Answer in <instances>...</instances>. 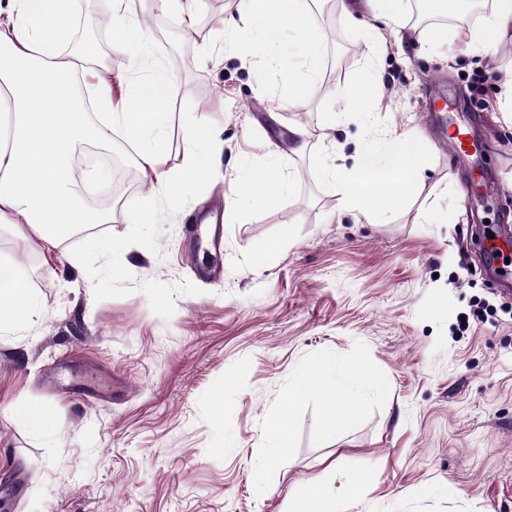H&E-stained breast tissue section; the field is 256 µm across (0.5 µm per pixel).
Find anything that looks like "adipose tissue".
<instances>
[{
  "label": "adipose tissue",
  "mask_w": 512,
  "mask_h": 512,
  "mask_svg": "<svg viewBox=\"0 0 512 512\" xmlns=\"http://www.w3.org/2000/svg\"><path fill=\"white\" fill-rule=\"evenodd\" d=\"M131 12L125 0H113L106 25L112 48L127 54L135 66L150 59L151 43L141 18L151 9L174 11L193 19L198 0H140ZM374 24L368 25L366 45L373 56L389 47H402L403 35L386 37L379 20H395L402 0H374ZM246 25L224 23V42L242 48L278 67L289 87L312 88L320 58V38L312 31L307 0H241ZM73 0H9L0 14V231L19 242L37 238L45 261L62 260V242L86 224H108L111 209L91 206L77 190L70 160L82 143L106 142L112 131L126 137L152 191L132 210L130 223H146L156 202L173 200L184 176L207 180L222 165L223 131L198 119L182 116L188 148L179 169L167 166L166 110L169 80L165 69L145 81L131 80L121 105L112 100V72L92 67L84 55L62 56L71 36ZM512 43V0L494 6L474 30L469 48L481 55ZM94 89L100 119L85 112L81 86ZM331 189L343 196V211L356 218L380 219L401 212L423 179V164L412 141L390 137L384 151L365 148L352 167L324 168ZM290 184L277 169L243 173L235 184L239 200L248 206L281 197ZM37 304L26 272L9 261L0 262V332L22 328ZM330 363L319 357L300 372L295 394L313 388L325 395L327 424L355 416L365 388L384 392L382 380L359 367H349L339 380L329 378Z\"/></svg>",
  "instance_id": "obj_1"
}]
</instances>
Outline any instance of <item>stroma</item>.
<instances>
[{
  "label": "stroma",
  "mask_w": 512,
  "mask_h": 512,
  "mask_svg": "<svg viewBox=\"0 0 512 512\" xmlns=\"http://www.w3.org/2000/svg\"><path fill=\"white\" fill-rule=\"evenodd\" d=\"M310 9L322 41L315 89L286 108L281 73L224 44L240 0H201L190 27L176 13L152 19L165 67L192 59L171 80L170 165L186 148L181 115L193 112L223 128L226 158L255 172L277 161L291 181L279 200L222 224L219 248L189 231L199 209L233 208L219 176L129 224L150 193L136 178L98 246L71 236L68 261L48 269L38 240L20 247L0 234V259L27 272L38 300L23 330L0 333V512H291L314 477L346 512H512V296L492 284L471 236L512 224L502 112L512 44L474 57L472 27L447 23L440 45L412 41L370 61L336 0ZM74 24L64 52L86 44L113 78L130 74L111 32ZM370 63L383 92L330 128ZM456 126L484 144L496 180L486 206L469 201L472 170L446 143ZM381 130L411 136L422 184L396 218L331 221L341 205L323 176L331 141L349 156L380 145ZM208 265L220 279L198 278ZM477 304L483 323L462 326ZM319 356L338 373L365 367L387 395L365 391L356 417L326 431L321 393L289 395ZM73 381L105 384L103 401L62 395ZM22 400L45 411L46 432L15 421ZM283 414L288 445L274 452L267 429ZM371 467L375 477L349 492L347 478Z\"/></svg>",
  "instance_id": "1"
}]
</instances>
